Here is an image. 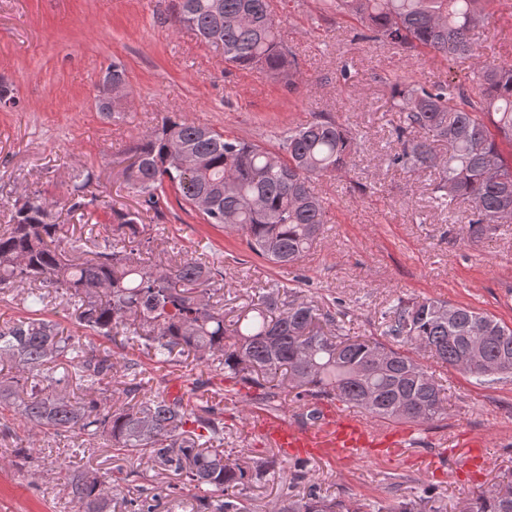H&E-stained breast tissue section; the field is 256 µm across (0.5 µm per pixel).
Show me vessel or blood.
<instances>
[{
	"mask_svg": "<svg viewBox=\"0 0 512 512\" xmlns=\"http://www.w3.org/2000/svg\"><path fill=\"white\" fill-rule=\"evenodd\" d=\"M258 426L268 433L282 452L306 455L324 449L350 456L359 449L372 446L378 435L367 423L343 417L325 410L321 413L318 426L298 429L286 421L262 416Z\"/></svg>",
	"mask_w": 512,
	"mask_h": 512,
	"instance_id": "b4317fda",
	"label": "vessel or blood"
}]
</instances>
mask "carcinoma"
I'll list each match as a JSON object with an SVG mask.
<instances>
[{
    "label": "carcinoma",
    "instance_id": "1",
    "mask_svg": "<svg viewBox=\"0 0 512 512\" xmlns=\"http://www.w3.org/2000/svg\"><path fill=\"white\" fill-rule=\"evenodd\" d=\"M498 0H322L323 10L358 21L364 37L419 53L474 62L472 94L450 84L425 85L409 75L392 82L395 167L435 169L434 192L445 205H463L477 233L512 223V63L488 59L473 37L483 11ZM203 37L220 32L224 60L259 69L290 90L303 77L296 56L279 38L271 0H180L172 27ZM355 133L325 117L288 129L273 151L220 133L185 117H166L128 149L127 188L140 208L111 209L110 223L138 237L141 211L159 216L167 188L207 224L236 231L247 248L278 266H295L327 223L314 182L333 178L354 154ZM444 145L447 155L437 151ZM92 179L74 183L64 199L71 212L96 206ZM56 203L40 194L14 204L12 224L0 231V290L16 284L62 291L80 323L99 336L118 329L159 363L194 353L260 391L264 406L288 397L320 418L321 400L339 402L394 423L425 424L447 411L439 380L414 353L479 382L512 374V326L486 312L441 299L400 300L384 313L381 335L407 344L405 352L370 336L344 333L336 307L282 299L281 287L264 290L224 323V307L209 291L224 280L220 262L201 254L173 265L150 266L140 253L112 244L110 236L66 240L55 222ZM0 407L19 405L29 432L102 438L130 460L144 455L180 473L202 491L197 512H245L242 490L274 467V459L243 468L224 459V410L192 407L182 396L140 394L114 410L103 401L117 374L112 354L64 334L41 318L0 326ZM72 371L57 375V367ZM77 377L85 396L67 392ZM65 490L75 512H112V484L90 471L69 472ZM277 512H363L356 500L329 498L311 487L281 502ZM377 512H440L409 502ZM459 512H512V477L479 491Z\"/></svg>",
    "mask_w": 512,
    "mask_h": 512
}]
</instances>
